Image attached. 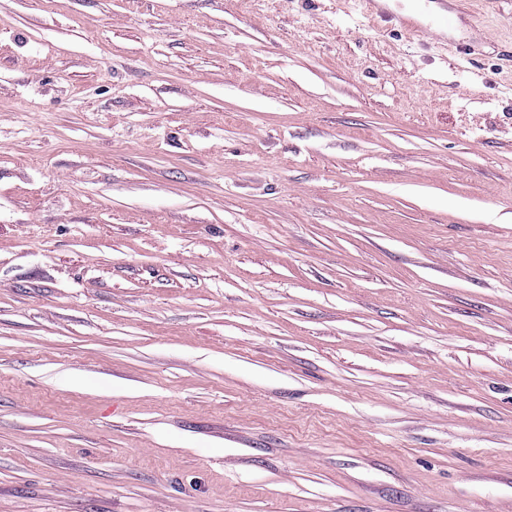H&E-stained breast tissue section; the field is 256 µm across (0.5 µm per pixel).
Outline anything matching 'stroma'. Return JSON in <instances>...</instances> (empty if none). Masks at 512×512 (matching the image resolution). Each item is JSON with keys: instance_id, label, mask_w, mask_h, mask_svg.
<instances>
[{"instance_id": "35a3bbf8", "label": "stroma", "mask_w": 512, "mask_h": 512, "mask_svg": "<svg viewBox=\"0 0 512 512\" xmlns=\"http://www.w3.org/2000/svg\"><path fill=\"white\" fill-rule=\"evenodd\" d=\"M0 0V512H512V0ZM381 1L390 0H354L362 6L364 14L371 18L379 17L385 20L394 21L402 32L409 37L420 38L425 34H430L439 41L446 42L448 46V31L457 30L460 25H472L473 15L476 9L470 2L468 14L469 19L461 16H455L448 10L447 0H425V6L434 16V21L430 24H424L418 18L413 16H399L391 13L388 4Z\"/></svg>"}]
</instances>
